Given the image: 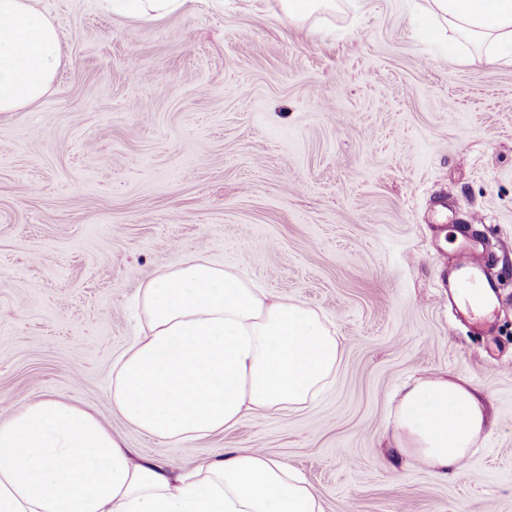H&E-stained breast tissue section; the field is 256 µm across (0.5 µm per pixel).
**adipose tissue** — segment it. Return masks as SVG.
<instances>
[{"label": "adipose tissue", "instance_id": "obj_1", "mask_svg": "<svg viewBox=\"0 0 512 512\" xmlns=\"http://www.w3.org/2000/svg\"><path fill=\"white\" fill-rule=\"evenodd\" d=\"M187 0H103L138 20ZM458 51L512 65V0H426ZM62 64V36L37 0H0V112L31 107ZM146 327L112 366V409L163 444L224 433L245 416L302 410L329 383L343 350L323 315L278 300L207 256L168 267L140 288ZM396 448L444 477L487 428L464 378L406 382L393 397ZM0 512H324L288 465L242 449L182 467L137 457L97 413L41 396L0 420Z\"/></svg>", "mask_w": 512, "mask_h": 512}]
</instances>
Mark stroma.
<instances>
[{
	"instance_id": "35a3bbf8",
	"label": "stroma",
	"mask_w": 512,
	"mask_h": 512,
	"mask_svg": "<svg viewBox=\"0 0 512 512\" xmlns=\"http://www.w3.org/2000/svg\"><path fill=\"white\" fill-rule=\"evenodd\" d=\"M423 2L299 24L279 0L152 21L40 0L65 59L39 104L0 113V406L76 401L161 463L260 448L325 512H512V66L450 57ZM467 237L499 289L484 315L448 299ZM198 255L320 311L344 355L309 409L180 447L109 387L139 289ZM438 373L490 423L445 478L391 438L393 393Z\"/></svg>"
}]
</instances>
